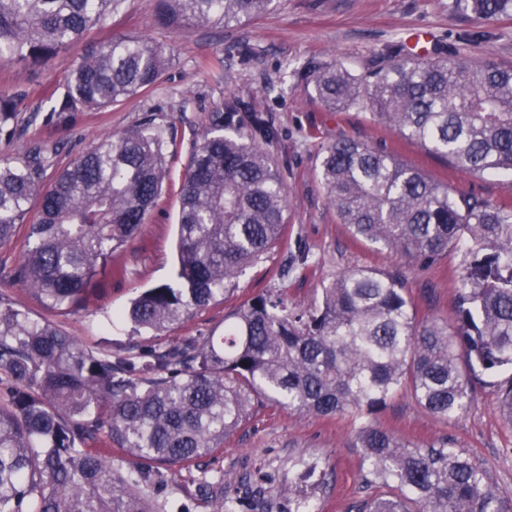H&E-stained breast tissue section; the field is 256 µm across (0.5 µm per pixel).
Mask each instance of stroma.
I'll return each instance as SVG.
<instances>
[{
    "mask_svg": "<svg viewBox=\"0 0 512 512\" xmlns=\"http://www.w3.org/2000/svg\"><path fill=\"white\" fill-rule=\"evenodd\" d=\"M453 0H279L266 16L227 27L163 26L157 0H126L106 30L59 51L39 64L0 62V96L26 92L22 121L17 129L0 130V156L18 157L38 138H49L68 163L103 137L121 134L146 118L168 129L169 179L160 205L144 226V242H132L113 255L111 269L101 277L100 294L89 297L78 312L58 317V324L90 346L119 350L149 346L155 338L139 333L119 318L140 291L173 282L176 273L178 226L177 189L193 146L210 126L213 113L225 101H237L242 112H266L275 131L267 144L278 160L287 188L288 246L269 250L240 277L225 302L210 305L175 329V336L223 331L224 314L270 288L286 298L314 300L323 284L345 268L384 267L386 253L356 242L326 199L317 179L321 148L348 135L385 143L403 160L448 183L462 194L512 202V176L480 177L457 170L443 157L374 123L369 114L323 111L298 73L309 61L336 63L353 73L365 72L393 45H414L417 32L428 34L425 56L454 52L474 62L512 66V17L478 26L454 11ZM482 32L481 42H463L464 33ZM139 35L162 39L173 47L166 82L147 96H136L102 112L54 114L44 98L49 88L63 89L67 78L91 43L103 35ZM251 50L241 60L236 46ZM308 251V269L280 271L299 249ZM462 256L449 254L438 265L407 270L418 312L447 316L456 296ZM378 422L396 436L416 444L448 436L486 470L498 493L512 500V426L504 422L498 398L485 390L462 416L442 420L417 405L408 395L388 402ZM351 416H299L256 408L249 425L224 442L212 458L211 469L224 475V493L236 495L244 480L269 487L273 512H288L290 499L309 496L314 512H345L362 497L360 452L354 448ZM316 463L326 473L323 486L297 478L296 465ZM202 474L197 467L169 474L163 492L171 512H214L210 499L198 493Z\"/></svg>",
    "mask_w": 512,
    "mask_h": 512,
    "instance_id": "stroma-1",
    "label": "stroma"
}]
</instances>
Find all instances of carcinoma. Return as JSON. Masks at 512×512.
Returning a JSON list of instances; mask_svg holds the SVG:
<instances>
[{
	"label": "carcinoma",
	"instance_id": "cac0c4a2",
	"mask_svg": "<svg viewBox=\"0 0 512 512\" xmlns=\"http://www.w3.org/2000/svg\"><path fill=\"white\" fill-rule=\"evenodd\" d=\"M125 0H0V60L45 61L118 13ZM278 0H159L164 24L229 26ZM478 19L512 16V0H453ZM399 45L363 75L312 61L302 74L327 112L355 106L372 121L479 176L512 171V67L452 54L427 60ZM170 44L128 36L92 46L53 112H100L153 91ZM22 93L0 99V130L19 121ZM214 113L177 193L173 284L142 291L122 314L137 330L179 327L224 300L246 268L286 240L287 190L264 145V115ZM164 131L148 119L58 166L33 141L0 158V248L26 228L11 275L49 314H70L96 292L112 253L137 239L161 201ZM318 180L352 238L419 268L463 255L451 312L420 318L403 266L354 267L321 300L252 297L224 332L142 351H102L0 293V512H167L168 472L194 465L246 425L255 405L358 422L360 482L347 512H512L487 473L445 436L406 442L375 415L399 392L434 416L463 414L486 387L512 425V207L459 195L384 145L343 137L322 147ZM115 444L120 464L96 447ZM199 490L217 512H239Z\"/></svg>",
	"mask_w": 512,
	"mask_h": 512
}]
</instances>
